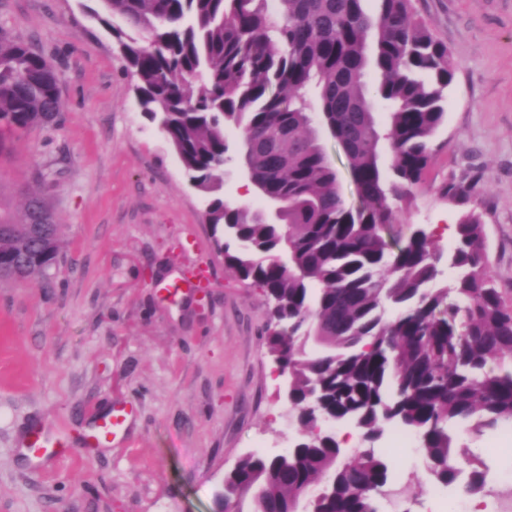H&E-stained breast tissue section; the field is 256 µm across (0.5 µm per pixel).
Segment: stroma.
<instances>
[{"label":"stroma","mask_w":512,"mask_h":512,"mask_svg":"<svg viewBox=\"0 0 512 512\" xmlns=\"http://www.w3.org/2000/svg\"><path fill=\"white\" fill-rule=\"evenodd\" d=\"M100 0H0V30L60 74L57 121L0 134V203L19 207L37 174L64 225L46 278L0 282V512H217L245 455L285 453L298 432L265 336L268 308L224 268L207 200L158 125ZM457 63L434 160L400 208L443 250L481 213L497 286L512 297V0H414ZM470 187L448 199L449 183ZM208 279L196 291L192 272ZM134 410L108 448L82 441L96 416ZM62 434L58 456L21 450L32 427ZM399 460L380 512H445L420 448Z\"/></svg>","instance_id":"35a3bbf8"}]
</instances>
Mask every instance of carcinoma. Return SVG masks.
I'll return each mask as SVG.
<instances>
[{"label": "carcinoma", "mask_w": 512, "mask_h": 512, "mask_svg": "<svg viewBox=\"0 0 512 512\" xmlns=\"http://www.w3.org/2000/svg\"><path fill=\"white\" fill-rule=\"evenodd\" d=\"M99 20L137 78L143 114L162 124L183 168L211 194L207 223L225 267L269 303L271 356L288 370L304 437L273 458L249 454L224 475V502L259 489L263 512H379L399 469L372 443L397 428L418 439L433 480L464 496L489 468L453 431L512 427V299L496 286L481 215L455 225L449 253L400 201L422 182L455 75L448 47L413 0H101ZM58 71L0 30V128L54 123ZM388 110V124L375 118ZM239 130L238 169L259 203L219 195ZM348 162L354 199L318 134ZM390 153L388 169L382 150ZM48 220L53 253L31 229ZM64 225L41 191L20 215L0 210V281L33 282L57 261ZM454 270L440 286V265ZM323 421H352L347 453Z\"/></svg>", "instance_id": "obj_1"}]
</instances>
